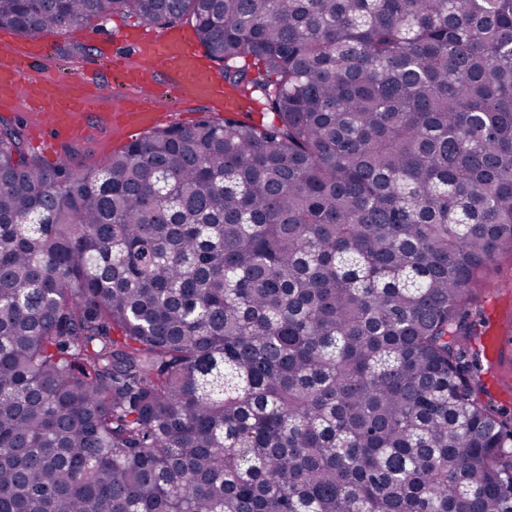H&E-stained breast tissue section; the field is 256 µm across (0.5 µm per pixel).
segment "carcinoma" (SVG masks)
Wrapping results in <instances>:
<instances>
[{"mask_svg":"<svg viewBox=\"0 0 512 512\" xmlns=\"http://www.w3.org/2000/svg\"><path fill=\"white\" fill-rule=\"evenodd\" d=\"M114 13L190 22L271 118L86 172L0 126V512H512L481 320L512 0H0V27Z\"/></svg>","mask_w":512,"mask_h":512,"instance_id":"obj_1","label":"carcinoma"}]
</instances>
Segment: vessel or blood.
Returning a JSON list of instances; mask_svg holds the SVG:
<instances>
[{
    "mask_svg": "<svg viewBox=\"0 0 512 512\" xmlns=\"http://www.w3.org/2000/svg\"><path fill=\"white\" fill-rule=\"evenodd\" d=\"M128 45L141 65L127 68L123 53L116 50L111 59L114 74L136 88L148 78L162 88L161 101L146 102L145 113L158 111L161 103H177L188 97L203 100L219 110L231 95L223 78L203 63L200 52L183 33L154 34L142 29L129 39ZM47 51V40L37 36L26 39L11 54L0 58V108L11 110L26 104L41 113L44 131L73 135L108 101L100 90L102 74L89 70L76 81L62 84L52 80L44 87L36 85L25 78L23 71L43 59Z\"/></svg>",
    "mask_w": 512,
    "mask_h": 512,
    "instance_id": "obj_1",
    "label": "vessel or blood"
}]
</instances>
